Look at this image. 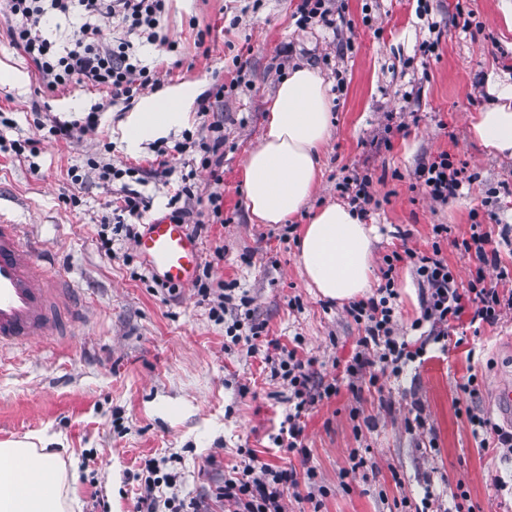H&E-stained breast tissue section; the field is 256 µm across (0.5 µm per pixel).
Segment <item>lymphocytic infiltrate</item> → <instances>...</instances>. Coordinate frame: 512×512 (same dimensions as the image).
Wrapping results in <instances>:
<instances>
[{
  "label": "lymphocytic infiltrate",
  "mask_w": 512,
  "mask_h": 512,
  "mask_svg": "<svg viewBox=\"0 0 512 512\" xmlns=\"http://www.w3.org/2000/svg\"><path fill=\"white\" fill-rule=\"evenodd\" d=\"M167 0H0V17L7 23L11 44L35 65L39 80L48 91L71 83L107 89L113 104L131 105L137 95L160 88L162 80L157 68L142 65L138 55L140 45L158 44L174 50V42L160 32V19ZM80 14L82 22L70 46L57 48L45 37L41 25L46 17H70ZM117 20L122 29L118 38L104 32L103 19ZM425 192L432 200L447 202L457 198L463 185L462 171L455 168L448 154H440L421 163L415 170ZM100 177L104 182H119L117 209L123 220L118 227L127 239L139 235V221L149 203L140 192L146 181L142 168L104 165ZM491 232L474 229L462 247L475 261L472 278L460 286L457 275L442 254L440 242H433L430 252L405 249L404 253L384 256L382 284L375 295L349 303L346 311L361 325L363 334L357 350L344 366L348 378L376 385L385 372L400 373L416 362L432 343L444 341L451 329L470 319L471 323L496 324L504 310H512V294L504 295L486 282L487 267H499L500 251L492 245ZM409 259L424 288L420 315L412 326L419 330L418 339L410 341L395 332L391 299L397 292L393 273L398 262ZM272 375L288 384L292 410L285 417L286 425L274 439V445L288 451L305 454V425L302 414L322 399L339 391L337 383L323 388L310 384L305 365L296 356L278 359L271 367ZM140 493L136 512H188L184 501L159 499L161 485L170 483V475L160 472L155 460H148L142 473L136 474ZM305 484L308 500H315V472L306 469L297 474L291 468H279L258 460L248 453L247 461L237 476L225 479L219 489L227 512H284L286 490Z\"/></svg>",
  "instance_id": "f902f5d3"
}]
</instances>
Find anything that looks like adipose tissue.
Segmentation results:
<instances>
[{"mask_svg":"<svg viewBox=\"0 0 512 512\" xmlns=\"http://www.w3.org/2000/svg\"><path fill=\"white\" fill-rule=\"evenodd\" d=\"M492 97L470 115L472 135L489 153L512 159V81L486 75ZM198 94L187 84L146 98L130 113L123 138L134 146L167 136L189 119ZM331 101L320 70L302 66L281 81L265 118L261 143L247 155L243 183L254 221L281 224L310 200L320 180L319 153L330 135ZM374 226L342 204L317 210L297 240V261L310 287L328 299L348 301L371 286ZM64 465L34 445H0V512H70Z\"/></svg>","mask_w":512,"mask_h":512,"instance_id":"ef3b65f1","label":"adipose tissue"}]
</instances>
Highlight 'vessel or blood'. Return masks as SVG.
Masks as SVG:
<instances>
[{
    "instance_id": "obj_1",
    "label": "vessel or blood",
    "mask_w": 512,
    "mask_h": 512,
    "mask_svg": "<svg viewBox=\"0 0 512 512\" xmlns=\"http://www.w3.org/2000/svg\"><path fill=\"white\" fill-rule=\"evenodd\" d=\"M147 269L162 281L191 283L202 260L186 225L154 219L136 240ZM81 319L77 290L68 278L40 263L38 244L25 225L0 211V356L48 337L63 336Z\"/></svg>"
}]
</instances>
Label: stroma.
I'll list each match as a JSON object with an SVG mask.
<instances>
[{
	"mask_svg": "<svg viewBox=\"0 0 512 512\" xmlns=\"http://www.w3.org/2000/svg\"><path fill=\"white\" fill-rule=\"evenodd\" d=\"M456 3L336 0L351 24L332 31L298 28L297 0H168L161 25L178 51L145 45L144 65L169 69L168 90L194 84L204 93L217 82L233 90L210 113L192 105L187 124L197 132L223 121L216 169L200 168L196 153L174 152L184 131L171 132L163 139L171 151L167 173L140 187L150 201L142 221L169 216L182 173L196 168L191 204L208 226L199 238L208 283L232 287L219 321L193 286L154 289L132 242L101 225L116 195L89 159L147 169L155 145L126 146L127 113L110 106L105 91L75 83L47 91L0 25V110L14 121L0 126V210L46 242L48 265L75 282L86 305L73 335L12 350L0 363V443H45L66 467L74 512H135L132 475L152 457L174 477L162 497L225 512L216 488L241 466L245 448L263 462L314 469L324 491L321 512H392L395 500L427 491L448 508L460 488L482 512H512V454L484 450L458 412V386L474 374L482 382L478 409L502 422L495 391L512 374V312L477 331L460 324L450 342L429 344L402 374L354 391L343 367L362 330L345 303L309 286L296 259L304 224L319 207L340 202L338 183L357 174L371 176L379 202L365 218L376 228V286L384 256L430 250L438 224L448 227L444 257L468 282L474 261L461 242L472 224L489 230L495 218H512V160L487 153L467 124L469 113L491 100L486 73L512 76V34L501 24V0H468V28ZM367 15L374 26L363 24ZM434 30L439 47L423 57L420 45ZM348 41L353 51H344ZM239 51L248 59L240 73L232 64ZM302 65L319 69L328 85L346 83L332 104L321 181L291 220L255 224L246 208L244 160L262 140L279 67ZM95 104L103 107L97 127L67 141L34 123L39 112L80 119ZM28 140L32 150L12 151V143ZM442 153L474 175L462 197L445 203L433 201L414 175L419 162ZM214 192L222 196L218 216L208 201ZM103 231L111 249L101 246ZM395 288L398 332L416 339L411 324L421 289L409 262L397 264ZM247 314L265 325L252 353L230 335ZM277 347L308 361L312 384L340 387L307 411L303 456L272 444L289 407L287 384L264 360ZM356 449L370 467L352 470Z\"/></svg>",
	"mask_w": 512,
	"mask_h": 512,
	"instance_id": "35a3bbf8",
	"label": "stroma"
}]
</instances>
